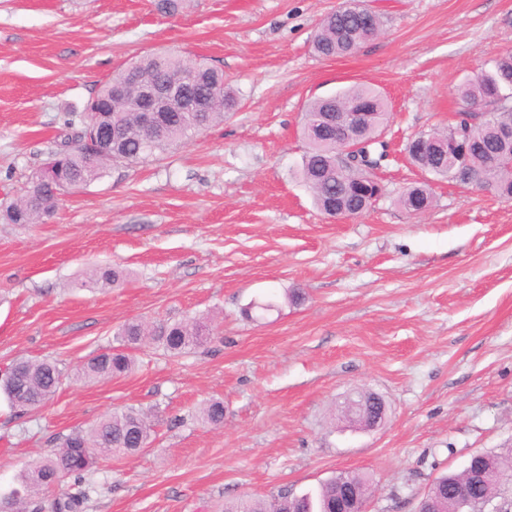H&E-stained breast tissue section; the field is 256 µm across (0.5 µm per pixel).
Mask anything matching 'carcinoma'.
<instances>
[{"label": "carcinoma", "instance_id": "1", "mask_svg": "<svg viewBox=\"0 0 512 512\" xmlns=\"http://www.w3.org/2000/svg\"><path fill=\"white\" fill-rule=\"evenodd\" d=\"M355 5L348 11H332L319 23L313 37L314 52L323 58L345 57L357 53L363 45L379 34L381 16L361 15ZM144 81L167 78L192 79L190 92L204 94L213 86L223 87V95L208 112H167L160 124L147 128L135 112L134 93L126 103L112 101V88L128 81L130 73ZM455 94L466 104L489 108L485 121L474 125L460 117L444 130L429 132L438 143L454 137L467 141L464 156L445 157L429 149L411 150V160L437 179L473 183L479 189L496 196L512 199V143L504 141L502 131L512 128V53L495 59L491 69L459 85ZM238 101L225 85L224 73L204 60L180 52H164L140 57L118 70L88 102L84 113L71 116L64 127L71 130L60 147L51 151L44 167L31 178L24 194L0 210V221L6 224H38L56 210L60 191L86 185L103 176L111 162L138 163L163 153L171 146L198 135L224 121V113L234 110ZM357 105L371 113L363 130L350 132L357 153L343 163H336V139H316L313 128L328 112L348 105ZM389 107L385 97L368 85H353L333 98L310 101L303 113L301 133L306 144L300 177L312 193L316 206L330 213V203L339 199L345 208L358 204L347 194L346 187L368 181L379 159L369 158L371 147L379 143ZM115 128L112 159L91 154L87 142L104 128ZM122 272L111 268H96L87 276L83 287L103 290L117 284ZM125 346L135 347L144 341L161 344L168 352L179 354L203 342V325L197 320L166 323L149 328L139 321L127 322L118 332ZM132 359L126 352L112 349L87 360L77 378L85 382L109 379L126 374ZM62 381L58 364L48 359L17 360L0 374V393L12 407L21 412L34 409L50 400ZM200 419L209 425L224 424V403L211 400L199 411ZM154 430L148 414L133 407L114 411L94 425L76 428L65 435L52 457L36 460L17 478V487L0 499V512H78L84 498H56L50 506L32 502V497L46 493L64 472L77 478L92 469L102 456L128 455L141 451L152 442ZM494 468L483 482L471 489V497L462 500L455 495L458 473L438 477L429 491L426 512H483L485 503H502L507 489L512 487V448L493 455ZM349 484L362 501L371 492L370 480L363 474L344 472L324 483L316 492L294 496L283 491L270 501L238 497L224 503V512H336L337 485Z\"/></svg>", "mask_w": 512, "mask_h": 512}]
</instances>
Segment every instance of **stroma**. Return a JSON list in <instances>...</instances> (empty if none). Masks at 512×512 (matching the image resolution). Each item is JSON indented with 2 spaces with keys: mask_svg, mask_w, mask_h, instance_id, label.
<instances>
[{
  "mask_svg": "<svg viewBox=\"0 0 512 512\" xmlns=\"http://www.w3.org/2000/svg\"><path fill=\"white\" fill-rule=\"evenodd\" d=\"M343 2L186 0L166 14L159 0H0V202L23 194L65 115L144 54L202 56L238 96L223 123L67 190L52 220L0 223V372L20 358L63 371L23 415L0 395L1 495L60 437L126 407L152 415V446L61 476L52 496L86 492L84 512H224L355 471L368 512H416L437 477L512 448V200L433 180L406 151L455 122L459 85L512 53V0H361L381 33L319 57L312 37ZM355 84L390 105L383 192L333 219L298 176L301 118ZM420 183L433 203L414 216L397 198ZM95 266L125 278L84 288ZM192 317L211 321L204 346L144 344L127 375L77 380L126 322ZM361 392L385 401L376 428L339 415ZM212 399L219 428L198 417Z\"/></svg>",
  "mask_w": 512,
  "mask_h": 512,
  "instance_id": "stroma-1",
  "label": "stroma"
}]
</instances>
